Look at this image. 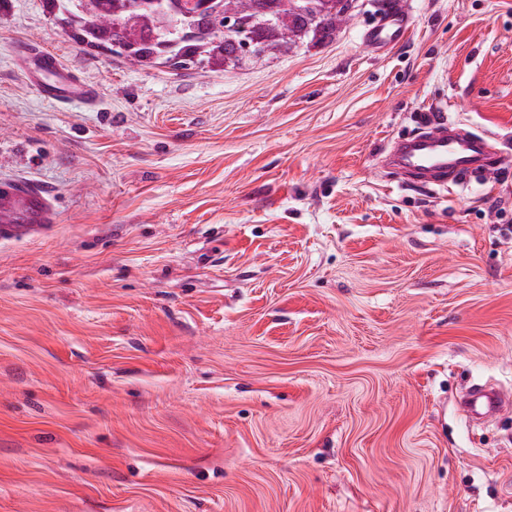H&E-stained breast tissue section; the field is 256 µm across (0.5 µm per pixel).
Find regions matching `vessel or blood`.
I'll use <instances>...</instances> for the list:
<instances>
[{"instance_id":"obj_1","label":"vessel or blood","mask_w":512,"mask_h":512,"mask_svg":"<svg viewBox=\"0 0 512 512\" xmlns=\"http://www.w3.org/2000/svg\"><path fill=\"white\" fill-rule=\"evenodd\" d=\"M410 18L392 0L376 22L362 34V40L376 51L400 43L409 31ZM22 55L30 58L32 69L27 77L40 95L58 107L74 103L87 107L97 104L95 91L66 69L51 51L31 45L21 46ZM488 143L474 133L465 132L440 116L426 119L419 131L394 143L395 165L415 176L417 184H444L449 174L460 176L488 175L494 170L487 161ZM55 221L54 208L47 194L32 182L0 185V238H27L44 233ZM468 416L484 418L512 407L492 388H476L461 400Z\"/></svg>"}]
</instances>
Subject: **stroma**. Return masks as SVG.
I'll return each mask as SVG.
<instances>
[{"label":"stroma","instance_id":"obj_1","mask_svg":"<svg viewBox=\"0 0 512 512\" xmlns=\"http://www.w3.org/2000/svg\"><path fill=\"white\" fill-rule=\"evenodd\" d=\"M382 2L182 69L0 0V181L56 212L0 240V512H512V411L458 408L512 393V0H400L376 52ZM437 113L491 178L387 171ZM410 18L399 2L392 1L362 34V40L375 51L387 50L400 43L409 31ZM19 51L31 59L32 70L27 73V78L44 99L61 108L73 103H81L87 107L97 105L96 92L66 69L54 52L32 45H22ZM461 407L467 416L481 419L510 408L511 402L495 389L480 387L471 390L462 398Z\"/></svg>","mask_w":512,"mask_h":512}]
</instances>
